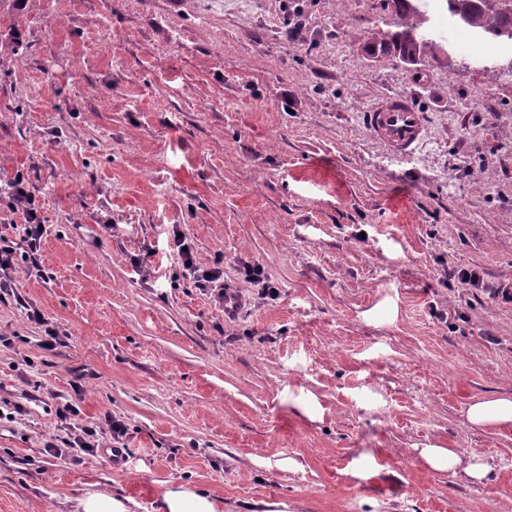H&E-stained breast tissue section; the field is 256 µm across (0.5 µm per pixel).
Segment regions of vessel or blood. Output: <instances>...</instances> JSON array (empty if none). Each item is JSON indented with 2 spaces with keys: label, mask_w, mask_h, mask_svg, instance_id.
<instances>
[{
  "label": "vessel or blood",
  "mask_w": 512,
  "mask_h": 512,
  "mask_svg": "<svg viewBox=\"0 0 512 512\" xmlns=\"http://www.w3.org/2000/svg\"><path fill=\"white\" fill-rule=\"evenodd\" d=\"M367 125L372 136L397 155L412 151L423 132L421 113L400 95L380 100L368 112Z\"/></svg>",
  "instance_id": "vessel-or-blood-1"
}]
</instances>
